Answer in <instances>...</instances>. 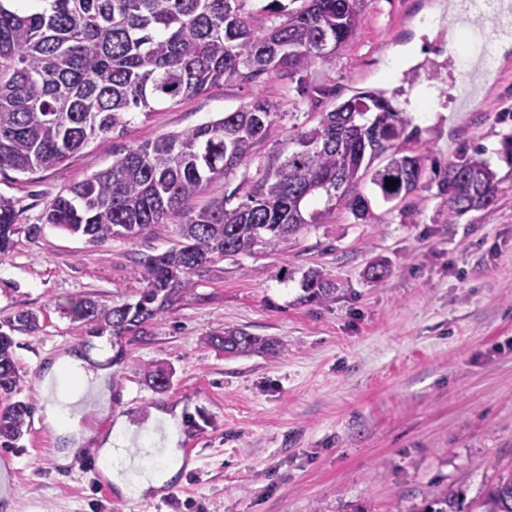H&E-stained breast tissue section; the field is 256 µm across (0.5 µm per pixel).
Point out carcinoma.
<instances>
[{
    "label": "carcinoma",
    "mask_w": 512,
    "mask_h": 512,
    "mask_svg": "<svg viewBox=\"0 0 512 512\" xmlns=\"http://www.w3.org/2000/svg\"><path fill=\"white\" fill-rule=\"evenodd\" d=\"M10 2L0 0V171L26 173L66 161L126 127L134 112L197 96L222 80L256 86L272 75L294 77L353 37L365 0H303L262 30L250 25L251 0H36L25 9ZM279 117L257 94L217 120L121 147L111 167L53 198L43 223L27 226L29 236L50 225L102 244L181 217L180 240L138 260L143 288L136 302L85 299L71 307L73 319L91 326L94 336L140 332L164 313L190 274L217 258L275 252L335 206L369 218L362 184H372L385 202L419 190L426 171L421 157L399 155L408 117L366 90L321 113L313 126H293L272 162L240 184L243 195L184 210L211 182L248 165ZM387 152V162L374 165ZM389 180L396 184L386 186ZM441 189L452 220L491 211L499 182L487 163L471 156L448 164ZM321 200L323 210L314 207ZM16 221L12 200L0 196L1 257L14 246ZM304 289L316 303L334 291L317 269L306 275ZM208 343L227 356L276 358L286 351L283 343L241 328ZM147 375L157 390L170 387L164 368L150 367ZM18 382L13 337L0 330L1 448L24 435L31 414V404L18 398ZM476 508L512 512V472ZM408 512H448V488Z\"/></svg>",
    "instance_id": "cac0c4a2"
}]
</instances>
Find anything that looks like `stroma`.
<instances>
[{
    "label": "stroma",
    "mask_w": 512,
    "mask_h": 512,
    "mask_svg": "<svg viewBox=\"0 0 512 512\" xmlns=\"http://www.w3.org/2000/svg\"><path fill=\"white\" fill-rule=\"evenodd\" d=\"M453 2L366 0L353 39L294 78L255 88L219 82L136 114L62 164L0 174V195L13 200L22 228L0 258V325L27 310L40 323L12 333L32 410L16 446L0 447V460L17 472L15 492L0 489V512H346L358 503L407 512L444 487L458 493V512H472L512 471V49L473 107H457L464 72L448 33L464 22ZM417 39L422 59L397 64ZM422 84L435 88L438 109L411 112L412 135L400 144L424 157L421 190L386 203L364 185L371 220L338 209L278 253L216 259L189 276L162 316L121 342L90 335L69 308L86 298L136 301V260L169 248L178 224L99 245L50 226L35 238L23 231L40 223L50 200L110 167L113 151L219 119L255 93L282 113L275 139L257 147L246 171L214 181L188 208L233 191L244 173L267 164L292 125L316 124L368 89L398 108ZM474 153L497 176L495 205L449 219L434 173ZM374 266L381 279L370 278ZM312 268L336 287L327 303L304 297ZM228 328L283 342L286 351L225 356L206 339ZM63 353L102 371L111 395L107 412L81 423L94 440L66 464L36 388ZM154 365L170 371L168 390L147 383ZM156 411L173 415L176 447L194 442L192 455L166 488L136 499L104 495L90 454L100 453L119 419L141 427Z\"/></svg>",
    "instance_id": "35a3bbf8"
}]
</instances>
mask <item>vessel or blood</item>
Instances as JSON below:
<instances>
[{"label": "vessel or blood", "instance_id": "obj_1", "mask_svg": "<svg viewBox=\"0 0 512 512\" xmlns=\"http://www.w3.org/2000/svg\"><path fill=\"white\" fill-rule=\"evenodd\" d=\"M463 2L477 19L476 24L465 31L469 77L461 82L458 99L461 107L466 108L480 96L483 83L491 74L498 40H512V0Z\"/></svg>", "mask_w": 512, "mask_h": 512}]
</instances>
